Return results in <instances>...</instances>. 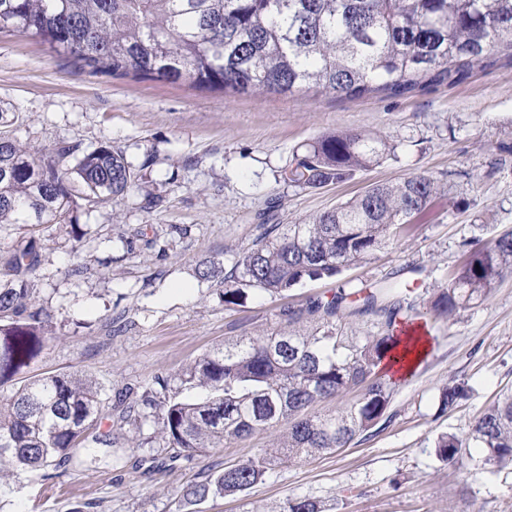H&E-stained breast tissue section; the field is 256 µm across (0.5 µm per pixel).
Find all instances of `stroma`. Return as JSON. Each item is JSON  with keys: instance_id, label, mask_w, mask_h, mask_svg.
I'll use <instances>...</instances> for the list:
<instances>
[{"instance_id": "1", "label": "stroma", "mask_w": 512, "mask_h": 512, "mask_svg": "<svg viewBox=\"0 0 512 512\" xmlns=\"http://www.w3.org/2000/svg\"><path fill=\"white\" fill-rule=\"evenodd\" d=\"M0 119L35 156L62 143L121 150L136 178L95 206L77 200L67 224L41 226L36 298L51 316L47 347L29 375L75 373L103 386L101 431L111 446L79 451L54 479L0 466V512H281L312 498L327 512H512V467L467 448L463 466L439 460L438 436L469 437L512 390V275L482 303L422 318L429 348L402 381L380 429L348 447L287 462L240 494L181 502L182 488L269 447L276 431L175 459L159 426L121 422L146 388L200 355L283 326L284 311L398 275L418 303L445 287L466 241L512 231V59L493 55L461 84L402 97L340 98L315 88L238 95L80 70L47 43L0 33ZM380 137L396 155L320 188L281 177L305 144L329 131ZM412 174L441 196L341 279L225 305L224 284L200 279L208 259L232 268L264 224H295ZM82 275H73L75 266ZM468 396L442 410V389Z\"/></svg>"}]
</instances>
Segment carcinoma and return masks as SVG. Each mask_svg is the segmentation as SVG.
Wrapping results in <instances>:
<instances>
[{"instance_id":"1","label":"carcinoma","mask_w":512,"mask_h":512,"mask_svg":"<svg viewBox=\"0 0 512 512\" xmlns=\"http://www.w3.org/2000/svg\"><path fill=\"white\" fill-rule=\"evenodd\" d=\"M46 42L91 74L187 81L233 94H287L318 88L338 97L401 96L455 84L493 54L512 60V0H0V32ZM395 155L388 142L357 133H328L307 145L284 181L323 187ZM84 199L105 204L135 176L110 147L83 152L60 145L36 159L0 132V226L65 224L74 204L71 174ZM440 186L414 174L377 184L299 224L264 229L234 264L224 304L255 290L281 296L296 286L371 259L394 230L425 210ZM35 241L19 244L0 265V385L29 367L46 347L48 314L37 306L31 276ZM512 274V233L470 243L466 261L430 301L440 315L486 299ZM400 279L353 289L288 309L304 329L239 336L203 354L173 383L149 388L142 402L161 424L163 445L190 458L256 432L282 427L271 447L208 473L182 490L187 504L251 488L270 466L332 454L384 424L396 390L380 373L415 342L405 328L419 319ZM353 317L368 318L364 336L343 335ZM359 398L332 413L319 402ZM466 398L444 388L442 407ZM102 387L76 374L29 377L0 401V464L58 468L79 449L111 446L99 431ZM469 439L488 463L512 465V393L475 422ZM464 440L439 437L436 456L462 463ZM283 512H325L309 498Z\"/></svg>"}]
</instances>
